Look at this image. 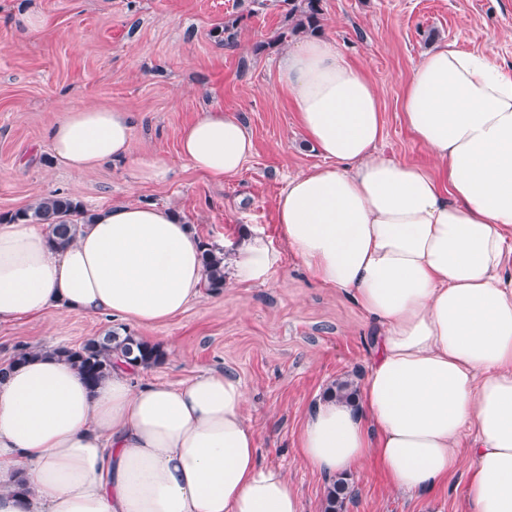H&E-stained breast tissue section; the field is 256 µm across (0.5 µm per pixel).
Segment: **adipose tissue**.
<instances>
[{"instance_id":"1","label":"adipose tissue","mask_w":512,"mask_h":512,"mask_svg":"<svg viewBox=\"0 0 512 512\" xmlns=\"http://www.w3.org/2000/svg\"><path fill=\"white\" fill-rule=\"evenodd\" d=\"M277 76L326 163L277 198L284 249L260 229L229 243L234 277L265 284L290 250L379 327L356 402L308 414L304 461L332 476L372 457L407 493L464 467L469 512H512V74L486 51L426 53L402 112L430 169L379 151V95L333 39L302 38ZM133 126V113L86 106L47 140L80 174L126 158ZM253 149L243 118L218 108L180 137L216 184ZM202 252L172 212L138 203L97 212L68 244L0 224V323L64 310L166 322L202 298ZM247 400L229 370L139 386L122 366L92 386L38 349L0 383V512H301L284 473L258 460Z\"/></svg>"}]
</instances>
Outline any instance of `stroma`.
<instances>
[{
	"mask_svg": "<svg viewBox=\"0 0 512 512\" xmlns=\"http://www.w3.org/2000/svg\"><path fill=\"white\" fill-rule=\"evenodd\" d=\"M324 35L375 86L383 107L379 145L402 162L432 165L407 132L404 87L424 54L442 41L492 52L512 72V0H321ZM282 0H0V214L60 193L92 212L129 201L170 207L203 242L223 247L245 228L282 240L276 200L289 176L323 164L302 139L277 80L292 42L275 43L285 25ZM42 15L43 30L22 23ZM237 19L234 45L224 23ZM97 106L135 113L130 161L82 175L57 163L47 130L67 112ZM206 108L239 113L254 151L242 170L216 186L178 154L183 127ZM163 163L150 179L138 158ZM113 330L163 345V360L133 371L135 383L178 384L209 370H232L247 392L246 416L259 460L280 468L301 512H324L327 478L302 461L298 443L317 399L336 382L359 389L378 331L354 301L325 288L284 253L269 282L226 280L175 319L137 326L63 311L0 324V364L16 347L80 345ZM345 512H467L466 470L417 495L393 487L373 461L349 475Z\"/></svg>",
	"mask_w": 512,
	"mask_h": 512,
	"instance_id": "1",
	"label": "stroma"
}]
</instances>
